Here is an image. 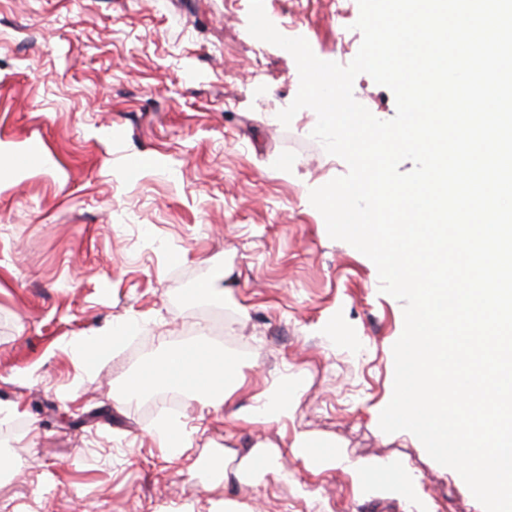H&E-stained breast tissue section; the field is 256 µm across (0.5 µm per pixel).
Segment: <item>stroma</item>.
Listing matches in <instances>:
<instances>
[{"label": "stroma", "instance_id": "stroma-1", "mask_svg": "<svg viewBox=\"0 0 512 512\" xmlns=\"http://www.w3.org/2000/svg\"><path fill=\"white\" fill-rule=\"evenodd\" d=\"M280 33L349 64L357 0H264ZM249 0H0V512H406L318 474L295 432L351 461L408 464L435 512H483L453 469L378 417L393 394L403 305L374 263L331 239L310 192L347 173L311 132L277 118L299 90L292 55L253 37ZM355 99L392 119L366 74ZM122 325L86 364L76 338ZM206 339L245 382L220 408L181 390L137 394L140 367ZM307 382L288 424L239 419L283 373ZM182 422L191 446L161 448ZM274 446L285 471L241 466ZM223 468H215V458Z\"/></svg>", "mask_w": 512, "mask_h": 512}]
</instances>
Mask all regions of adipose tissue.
<instances>
[{
  "mask_svg": "<svg viewBox=\"0 0 512 512\" xmlns=\"http://www.w3.org/2000/svg\"><path fill=\"white\" fill-rule=\"evenodd\" d=\"M237 378V370L223 354L208 344L196 343L170 350L144 363L132 388L139 391L155 386H170L206 396L223 390L228 381ZM302 387L301 379L281 375L253 396L245 413L246 421L266 424L291 419L292 397ZM291 452L312 471L347 467L358 490L408 499L413 502L416 512H434L431 501L418 493L414 471L406 464L372 460L352 463L342 450L304 432L295 433Z\"/></svg>",
  "mask_w": 512,
  "mask_h": 512,
  "instance_id": "1",
  "label": "adipose tissue"
}]
</instances>
